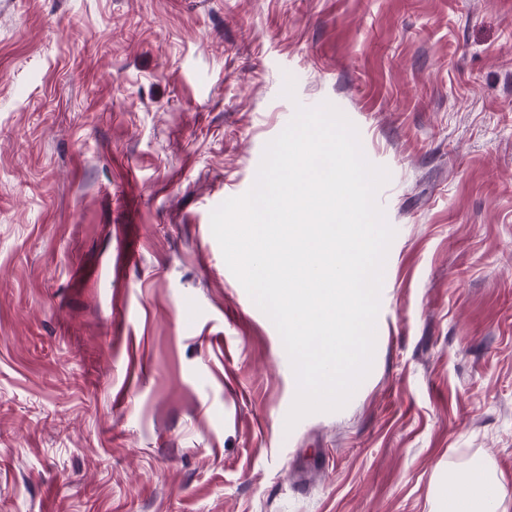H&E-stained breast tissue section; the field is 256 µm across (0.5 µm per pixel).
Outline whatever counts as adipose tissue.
Wrapping results in <instances>:
<instances>
[{
	"label": "adipose tissue",
	"instance_id": "ef3b65f1",
	"mask_svg": "<svg viewBox=\"0 0 512 512\" xmlns=\"http://www.w3.org/2000/svg\"><path fill=\"white\" fill-rule=\"evenodd\" d=\"M506 488L497 476L495 462L482 458L448 484L447 512H502Z\"/></svg>",
	"mask_w": 512,
	"mask_h": 512
}]
</instances>
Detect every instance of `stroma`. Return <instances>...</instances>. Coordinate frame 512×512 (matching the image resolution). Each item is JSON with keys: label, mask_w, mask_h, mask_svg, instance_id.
I'll return each mask as SVG.
<instances>
[{"label": "stroma", "mask_w": 512, "mask_h": 512, "mask_svg": "<svg viewBox=\"0 0 512 512\" xmlns=\"http://www.w3.org/2000/svg\"><path fill=\"white\" fill-rule=\"evenodd\" d=\"M326 102L395 235L290 428L211 213ZM478 457L512 512V0H0V512H442Z\"/></svg>", "instance_id": "1"}]
</instances>
